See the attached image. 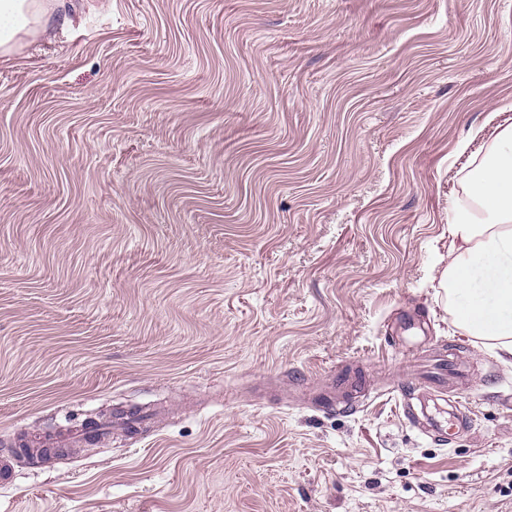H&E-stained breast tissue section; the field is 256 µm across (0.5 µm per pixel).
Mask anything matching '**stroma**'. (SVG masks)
<instances>
[{"mask_svg": "<svg viewBox=\"0 0 512 512\" xmlns=\"http://www.w3.org/2000/svg\"><path fill=\"white\" fill-rule=\"evenodd\" d=\"M0 56V512H512V365L439 286L512 0H65ZM454 352L465 431L404 415Z\"/></svg>", "mask_w": 512, "mask_h": 512, "instance_id": "obj_1", "label": "stroma"}]
</instances>
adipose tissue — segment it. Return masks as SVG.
Segmentation results:
<instances>
[{
    "label": "adipose tissue",
    "mask_w": 512,
    "mask_h": 512,
    "mask_svg": "<svg viewBox=\"0 0 512 512\" xmlns=\"http://www.w3.org/2000/svg\"><path fill=\"white\" fill-rule=\"evenodd\" d=\"M64 0H0V55L19 36L47 32ZM463 197L451 208L448 266L440 286L457 301L456 324L512 358V126L496 135L485 156L466 172Z\"/></svg>",
    "instance_id": "obj_1"
}]
</instances>
